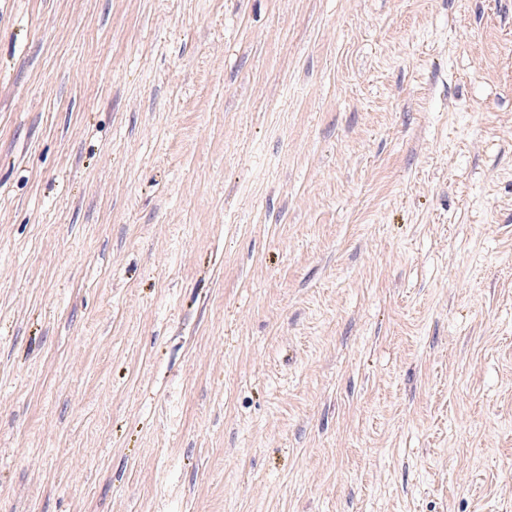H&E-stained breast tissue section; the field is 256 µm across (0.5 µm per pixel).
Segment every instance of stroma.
<instances>
[{"label":"stroma","instance_id":"1","mask_svg":"<svg viewBox=\"0 0 512 512\" xmlns=\"http://www.w3.org/2000/svg\"><path fill=\"white\" fill-rule=\"evenodd\" d=\"M0 512H512V0H0Z\"/></svg>","mask_w":512,"mask_h":512}]
</instances>
